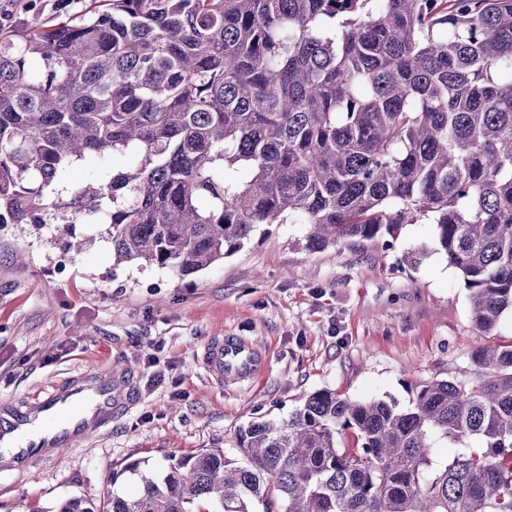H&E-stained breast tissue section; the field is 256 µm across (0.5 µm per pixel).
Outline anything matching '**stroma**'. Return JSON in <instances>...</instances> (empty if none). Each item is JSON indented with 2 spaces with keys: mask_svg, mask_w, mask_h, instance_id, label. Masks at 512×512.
I'll return each mask as SVG.
<instances>
[{
  "mask_svg": "<svg viewBox=\"0 0 512 512\" xmlns=\"http://www.w3.org/2000/svg\"><path fill=\"white\" fill-rule=\"evenodd\" d=\"M92 0H0V40ZM65 210L41 226L0 224V411L73 378L112 369L126 392L109 425L19 466L0 463V512H55L72 496L133 494L112 472L132 460L161 471L206 448L236 455L258 417L288 420L312 392L407 404L414 385L464 380L471 355L512 343V315L475 330L468 291L429 221L392 243L355 240L319 252L303 224H264L245 247L186 278L115 263L102 224L66 232ZM234 333L268 355L252 382L221 386L204 346Z\"/></svg>",
  "mask_w": 512,
  "mask_h": 512,
  "instance_id": "stroma-1",
  "label": "stroma"
}]
</instances>
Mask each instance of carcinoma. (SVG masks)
Returning a JSON list of instances; mask_svg holds the SVG:
<instances>
[{
    "label": "carcinoma",
    "mask_w": 512,
    "mask_h": 512,
    "mask_svg": "<svg viewBox=\"0 0 512 512\" xmlns=\"http://www.w3.org/2000/svg\"><path fill=\"white\" fill-rule=\"evenodd\" d=\"M63 205L115 262L183 278L262 224L321 250L428 220L489 333L512 311V0H107L23 31L0 42V224ZM473 362L405 406L315 391L237 457L132 461L136 493L57 512H512V344Z\"/></svg>",
    "instance_id": "1"
}]
</instances>
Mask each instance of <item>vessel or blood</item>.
I'll return each instance as SVG.
<instances>
[{"label":"vessel or blood","mask_w":512,"mask_h":512,"mask_svg":"<svg viewBox=\"0 0 512 512\" xmlns=\"http://www.w3.org/2000/svg\"><path fill=\"white\" fill-rule=\"evenodd\" d=\"M201 361L219 384H241L260 374L265 357L251 341L227 335L207 344ZM119 396L115 378L104 375L80 386L52 390L23 411L0 417V443L9 442L20 460L42 448H65L111 417Z\"/></svg>","instance_id":"1"}]
</instances>
